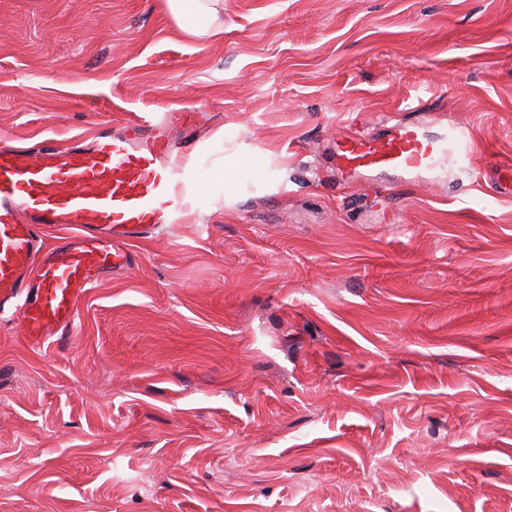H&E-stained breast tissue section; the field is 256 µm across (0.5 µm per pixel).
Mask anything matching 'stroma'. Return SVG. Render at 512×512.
Masks as SVG:
<instances>
[{
	"label": "stroma",
	"instance_id": "35a3bbf8",
	"mask_svg": "<svg viewBox=\"0 0 512 512\" xmlns=\"http://www.w3.org/2000/svg\"><path fill=\"white\" fill-rule=\"evenodd\" d=\"M174 111L176 223L69 338L0 312V512H512V0H0L6 144ZM395 112L476 160L338 170ZM166 6L178 29L191 38L203 39L224 30L223 0H166Z\"/></svg>",
	"mask_w": 512,
	"mask_h": 512
}]
</instances>
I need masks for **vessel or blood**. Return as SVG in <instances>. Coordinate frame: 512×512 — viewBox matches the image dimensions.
I'll list each match as a JSON object with an SVG mask.
<instances>
[{
	"mask_svg": "<svg viewBox=\"0 0 512 512\" xmlns=\"http://www.w3.org/2000/svg\"><path fill=\"white\" fill-rule=\"evenodd\" d=\"M186 123L169 112L159 125L99 131L86 149L0 145V310L15 309L31 346L75 330L88 288L131 267L128 239L175 223L185 204L183 147L160 127ZM442 153L414 126L398 124L384 135H345L338 159L354 174L412 171L432 168ZM47 225L74 234L43 250Z\"/></svg>",
	"mask_w": 512,
	"mask_h": 512,
	"instance_id": "b4317fda",
	"label": "vessel or blood"
}]
</instances>
